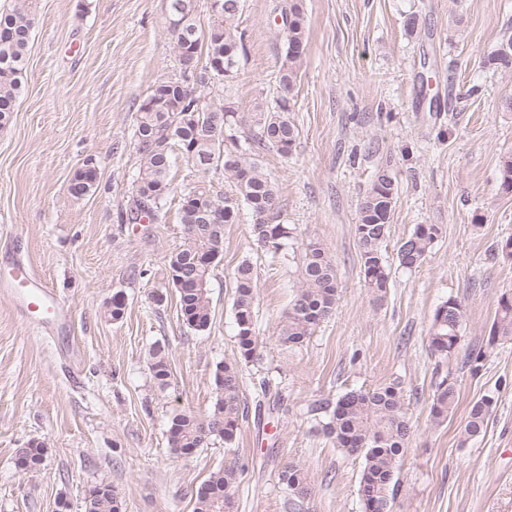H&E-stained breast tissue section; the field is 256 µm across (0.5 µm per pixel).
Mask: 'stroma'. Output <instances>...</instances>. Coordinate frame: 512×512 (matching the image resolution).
<instances>
[{
    "label": "stroma",
    "mask_w": 512,
    "mask_h": 512,
    "mask_svg": "<svg viewBox=\"0 0 512 512\" xmlns=\"http://www.w3.org/2000/svg\"><path fill=\"white\" fill-rule=\"evenodd\" d=\"M290 0H244L246 54L238 77L206 88L239 111L276 97L284 54L281 10ZM308 49L291 93L292 153L259 163L296 229L294 250L272 257L241 213L224 227L210 282L212 321H182L167 259L179 245L176 210L162 224H125L138 168L137 107L182 67L167 31L168 0H38L22 89L0 127V273L29 263L64 306L68 330L44 336L0 294V512H85L90 488L111 486L120 512H193L215 469L243 472L234 512H290L278 474L302 465L303 512H362L361 458L343 454L309 408L352 389L400 378L412 432L397 474L394 512H512V341L488 344L500 295L512 291V193L500 162L512 155V72L484 58L512 34V0H302ZM418 19L408 31L409 15ZM95 166L99 186L76 197L75 172ZM397 185L383 246L391 268L383 302L365 286L354 238L357 204L376 169ZM441 234L416 268L397 249L417 225ZM323 244L340 300L304 346H281L283 315L300 285L303 248ZM257 273L260 356L242 368L248 414L233 448L222 439L185 456L168 445L173 415L206 414L218 363L235 360L233 277ZM122 295V318L112 299ZM464 312L461 344L443 359L428 326L448 299ZM483 349L478 370L465 366ZM164 350L166 388L151 371ZM453 376L459 402L430 416L436 381ZM493 397L486 431L461 441L472 401ZM41 443L33 470L16 451Z\"/></svg>",
    "instance_id": "obj_1"
}]
</instances>
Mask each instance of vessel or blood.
Returning a JSON list of instances; mask_svg holds the SVG:
<instances>
[{"label":"vessel or blood","mask_w":512,"mask_h":512,"mask_svg":"<svg viewBox=\"0 0 512 512\" xmlns=\"http://www.w3.org/2000/svg\"><path fill=\"white\" fill-rule=\"evenodd\" d=\"M0 290L12 296L23 318L34 328L66 327L67 317L53 289L28 267H13L4 280L0 281Z\"/></svg>","instance_id":"obj_1"}]
</instances>
